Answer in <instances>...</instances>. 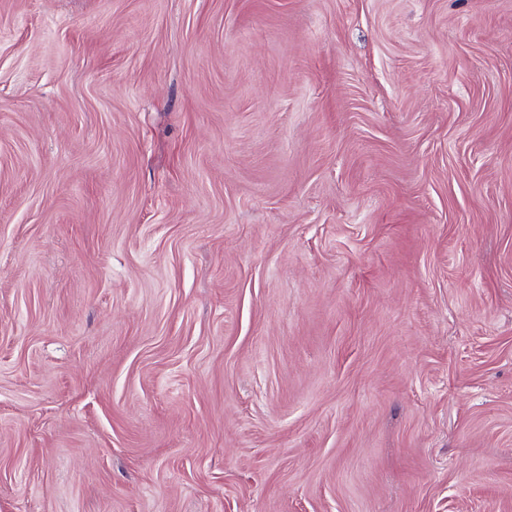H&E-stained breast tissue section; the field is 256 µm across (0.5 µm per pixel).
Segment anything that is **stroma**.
Listing matches in <instances>:
<instances>
[{"label":"stroma","mask_w":512,"mask_h":512,"mask_svg":"<svg viewBox=\"0 0 512 512\" xmlns=\"http://www.w3.org/2000/svg\"><path fill=\"white\" fill-rule=\"evenodd\" d=\"M0 512H512V0H0Z\"/></svg>","instance_id":"1"}]
</instances>
